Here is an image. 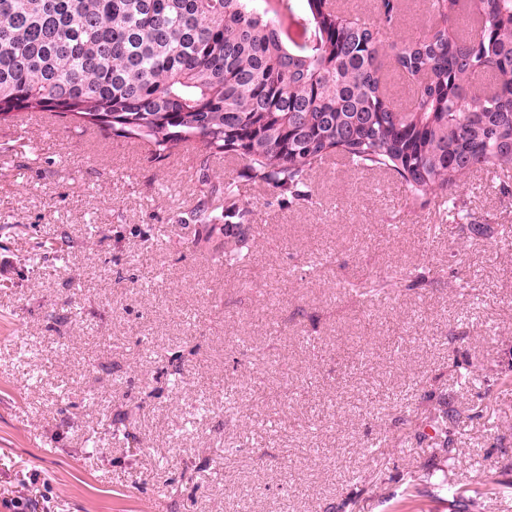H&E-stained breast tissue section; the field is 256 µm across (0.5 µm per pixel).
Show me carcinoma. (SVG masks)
Segmentation results:
<instances>
[{"instance_id":"carcinoma-1","label":"carcinoma","mask_w":512,"mask_h":512,"mask_svg":"<svg viewBox=\"0 0 512 512\" xmlns=\"http://www.w3.org/2000/svg\"><path fill=\"white\" fill-rule=\"evenodd\" d=\"M327 0H0V117L54 112L142 140L163 162L193 144L205 157L234 153L249 180L281 203H313L309 175L333 153L395 175L404 207L433 199L448 233L486 228L455 189L477 167L512 172V0L443 5L441 24L392 39L399 0L375 21L341 15ZM416 85L387 95L391 73ZM240 188L224 208L200 210L193 245L217 263L254 255ZM442 485L461 498L491 494Z\"/></svg>"}]
</instances>
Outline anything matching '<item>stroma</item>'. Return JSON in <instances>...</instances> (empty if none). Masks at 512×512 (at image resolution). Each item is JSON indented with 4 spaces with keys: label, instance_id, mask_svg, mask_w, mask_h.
<instances>
[{
    "label": "stroma",
    "instance_id": "stroma-1",
    "mask_svg": "<svg viewBox=\"0 0 512 512\" xmlns=\"http://www.w3.org/2000/svg\"><path fill=\"white\" fill-rule=\"evenodd\" d=\"M243 169L193 149L160 164L146 144L47 112L0 121V499L38 512H512V196L499 179L462 177L458 196L494 232L461 240L435 232L437 203L405 209L387 172L320 165L312 203L289 207L245 183L255 255L226 266L190 248L202 227L183 218L222 200L203 177ZM64 237V261L30 266ZM419 266L435 282L386 300L347 287ZM467 362L476 378L461 386ZM443 405L451 442L418 440ZM482 474L504 492L439 489ZM413 476L418 497L404 494Z\"/></svg>",
    "mask_w": 512,
    "mask_h": 512
}]
</instances>
